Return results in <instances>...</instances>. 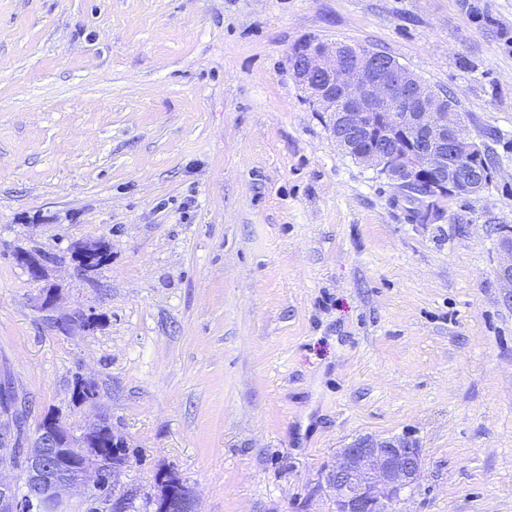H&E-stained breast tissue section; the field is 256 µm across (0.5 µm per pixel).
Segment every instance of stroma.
I'll return each mask as SVG.
<instances>
[{
  "mask_svg": "<svg viewBox=\"0 0 512 512\" xmlns=\"http://www.w3.org/2000/svg\"><path fill=\"white\" fill-rule=\"evenodd\" d=\"M309 38L454 96L495 185L417 221L295 82ZM505 225L512 0H0V380L28 431L108 417L119 488L170 469L199 512H327L338 448L404 434L425 465L398 512H512Z\"/></svg>",
  "mask_w": 512,
  "mask_h": 512,
  "instance_id": "stroma-1",
  "label": "stroma"
}]
</instances>
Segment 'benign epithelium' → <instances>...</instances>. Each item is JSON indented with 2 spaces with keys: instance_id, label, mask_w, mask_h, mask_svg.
Listing matches in <instances>:
<instances>
[{
  "instance_id": "1",
  "label": "benign epithelium",
  "mask_w": 512,
  "mask_h": 512,
  "mask_svg": "<svg viewBox=\"0 0 512 512\" xmlns=\"http://www.w3.org/2000/svg\"><path fill=\"white\" fill-rule=\"evenodd\" d=\"M292 74L315 110L327 115L329 129L341 150L363 166L386 176L412 202L417 214L429 219L439 200L478 194L497 178L491 168L477 178L458 169L451 159L461 151L481 155L479 144L464 129L462 118L448 111L441 98L393 57L373 49L350 50L343 45L310 40L293 48ZM402 132L406 146L392 143ZM501 278L512 288V228L502 230ZM32 278L43 276L47 260L21 252L16 255ZM15 431L0 427V465L17 454ZM25 479L18 484L0 479V509L5 512H46L69 505L68 487L92 484L82 504L95 501L98 512H128L134 489H113L106 498L100 479L107 464L81 462L85 446L58 418L46 419L23 449ZM424 457L420 443L408 437L363 435L336 452L324 464L317 493L330 512H395L404 493L421 480ZM155 512H196L191 494L158 490Z\"/></svg>"
}]
</instances>
